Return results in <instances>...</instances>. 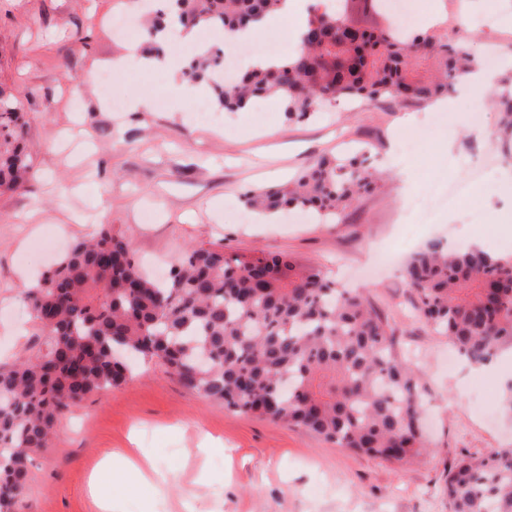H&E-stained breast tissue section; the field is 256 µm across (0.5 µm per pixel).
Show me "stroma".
<instances>
[{
  "instance_id": "1",
  "label": "stroma",
  "mask_w": 512,
  "mask_h": 512,
  "mask_svg": "<svg viewBox=\"0 0 512 512\" xmlns=\"http://www.w3.org/2000/svg\"><path fill=\"white\" fill-rule=\"evenodd\" d=\"M429 9L438 17L434 34L459 23L472 54L498 45L497 78L512 77V25L474 24L512 11V0H418L417 12ZM140 10V0H0V85L20 94L34 170L20 188L0 191V360L31 344L20 291L61 258L58 250L39 251L54 239L68 243L109 224L149 268L169 267L191 245L289 254L322 266L387 314L410 354L430 447L404 465L354 455L302 430L224 410L184 388L163 362L145 359L121 386L65 414L50 447L32 452L22 512H96L93 476L120 498L123 512H183L190 495L197 512H448L449 467L512 446L498 377L512 364L500 357L483 371L449 363L448 341L419 317L401 267L433 239L462 248L477 238L489 253L512 255V187L488 192L466 167L478 154L494 173L512 168V152L494 136L495 86L478 91L456 81L438 125L429 105L383 100L335 104L291 124L266 101L248 112L218 110L205 83L198 101L182 102L165 72L132 65L114 72L113 93L123 101L116 111L82 79L113 71V59L143 47L147 34L131 43L113 27L116 16L135 18ZM136 100L149 101V109L132 111ZM476 112L483 126L473 125ZM361 143L370 144L369 163L385 181L331 223L294 215L243 223L227 206ZM463 180V206L436 211L428 224L401 222L409 200ZM130 448L167 481L150 484L106 467Z\"/></svg>"
}]
</instances>
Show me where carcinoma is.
Instances as JSON below:
<instances>
[{
    "label": "carcinoma",
    "mask_w": 512,
    "mask_h": 512,
    "mask_svg": "<svg viewBox=\"0 0 512 512\" xmlns=\"http://www.w3.org/2000/svg\"><path fill=\"white\" fill-rule=\"evenodd\" d=\"M279 2L169 0L152 18L150 37L171 16L184 26L238 30ZM381 2L342 0L339 14L315 12L303 49L273 67L215 82L224 62L212 48L187 75L213 82L214 101L226 111L279 95L287 120L300 123L340 99L432 102L475 66L458 38L401 37L352 17L359 4L385 16ZM420 58L433 61L435 78L411 76ZM503 84L497 133L512 151V80ZM22 118L16 95L0 88L1 190L19 188L32 170ZM367 161L363 146L322 157L285 186L249 193L245 205L271 215L293 206L318 220L336 216L382 180ZM404 278L427 324L472 366L512 350V256L476 246L450 251L436 239L412 256ZM21 297L35 340L30 352L0 364V512H21L29 453L49 446L60 418L125 380L117 352L160 359L227 410L301 428L357 455L403 463L429 447L417 385L387 319L364 294L287 255L192 246L160 281L144 275L127 238L103 224ZM445 491L451 512H512V448L461 457Z\"/></svg>",
    "instance_id": "cac0c4a2"
}]
</instances>
